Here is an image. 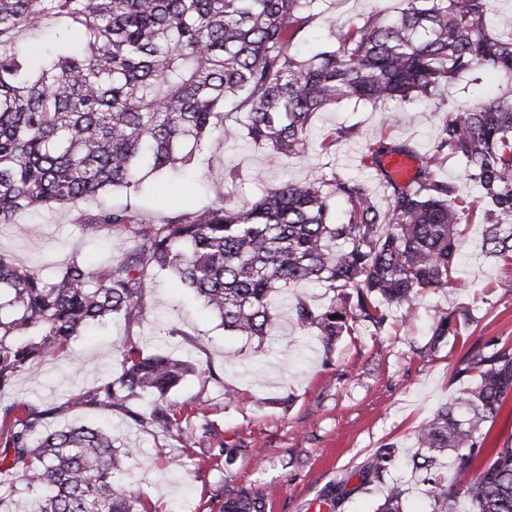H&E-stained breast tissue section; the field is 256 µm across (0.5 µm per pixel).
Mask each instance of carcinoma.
Segmentation results:
<instances>
[{
  "label": "carcinoma",
  "mask_w": 512,
  "mask_h": 512,
  "mask_svg": "<svg viewBox=\"0 0 512 512\" xmlns=\"http://www.w3.org/2000/svg\"><path fill=\"white\" fill-rule=\"evenodd\" d=\"M321 0H0V224L35 208L95 200L128 188L134 177L187 164L216 131L224 102L244 135L273 162L304 152L316 113L341 101L372 104L430 96L482 67L506 81L504 94L450 113L431 156L413 180L383 168L387 154L408 156L404 141L380 139L361 158L385 183L380 212L366 186L335 171L303 183L265 185L246 205L223 193L201 213L146 224L128 208L99 209L83 229L130 246L91 269L72 259L44 274L0 252V392L38 360L59 356L91 324L143 316L157 271H171L215 312L224 329L263 337L274 319V293L318 282L333 292L327 307L296 300V324L317 336L325 354L367 322L381 329L386 310L412 306L427 290L457 286L456 238L462 222L484 225L487 254L512 260V14L488 27L491 0H400L391 18L368 16L308 58L294 52L319 15ZM60 22L54 51L43 57L18 45L17 33ZM86 49L69 50L73 31ZM465 164L474 200L439 177L447 160ZM347 219L333 221L336 200ZM467 310L437 316L428 342L459 335ZM27 335L19 342L16 337ZM120 375L78 394L93 409L119 408L139 425L181 429L194 408L171 400L191 372L164 351L134 345L120 353ZM454 377L464 384L415 431L411 474L426 486L431 512H512V444L489 446L512 398V346L490 338L471 350ZM152 398L141 408L135 401ZM48 404L0 409V474L14 475L31 512H145L116 487L122 459L112 434L67 427L35 437L57 414ZM199 444L232 463L212 424ZM395 450L379 448L360 473L382 482ZM450 465L456 481L441 469ZM333 485L322 500L339 509ZM405 489L387 485L376 512H405ZM264 494L224 493L218 512H266Z\"/></svg>",
  "instance_id": "1"
}]
</instances>
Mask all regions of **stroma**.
<instances>
[{
    "mask_svg": "<svg viewBox=\"0 0 512 512\" xmlns=\"http://www.w3.org/2000/svg\"><path fill=\"white\" fill-rule=\"evenodd\" d=\"M398 5L399 0H322L298 47L312 51L332 30L379 11L394 13ZM499 91L498 80L481 69L430 100L337 103L314 116L307 150L285 163L270 162L263 147L218 133L182 174L153 173L134 187L106 191L95 202L25 212L14 223L0 224V250L39 269L74 256L95 267L105 257H120L128 243L120 235L89 242L79 224L83 215L128 205L145 221L159 224L182 212L202 211L220 191H230L236 203L244 204L260 183L301 182L323 165L363 180L383 210V185L359 164L379 133L410 141L418 156H428L448 113ZM349 125L357 129L354 138L321 150L327 134ZM230 168L239 171L236 182L208 177L209 171ZM461 231L454 276L462 290L422 293L411 308L390 309L381 331L362 326L340 339L332 355L296 326L290 312L299 298L327 306L332 293L318 284L277 293L274 323L268 336L258 339L224 330L202 300L165 272L146 296L140 323L114 320L94 326L71 341L67 355L17 373L5 398L60 406L47 423L51 429L94 425L111 430L116 447L133 451L114 480L147 512H216L219 498L233 487L266 493L267 512H331L316 498L339 481L347 492L341 512H375L383 487L357 478L365 459L396 445L402 464L390 477L406 480L404 462L415 451L414 432L459 389L453 374L460 359L474 344L495 336L512 345V262L481 254V225L465 224ZM460 306L471 308L473 321L461 336L429 349L435 310ZM129 344L146 351L173 348L193 363L194 373L173 399L196 401L221 431L225 446L242 449L232 466L195 446L194 428L165 432L139 426L119 409L97 412L74 404L76 394L119 376L118 354ZM229 391L234 394L230 400L225 397ZM180 445L192 448L194 463L187 472L165 466L158 454Z\"/></svg>",
    "mask_w": 512,
    "mask_h": 512,
    "instance_id": "1",
    "label": "stroma"
}]
</instances>
